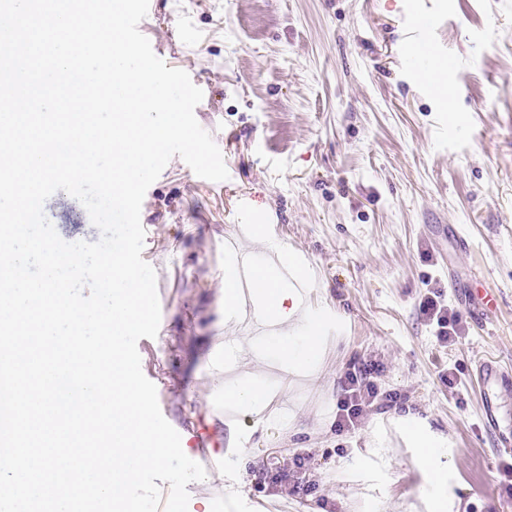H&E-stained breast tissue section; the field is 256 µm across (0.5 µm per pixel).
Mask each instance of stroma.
<instances>
[{
  "label": "stroma",
  "instance_id": "35a3bbf8",
  "mask_svg": "<svg viewBox=\"0 0 512 512\" xmlns=\"http://www.w3.org/2000/svg\"><path fill=\"white\" fill-rule=\"evenodd\" d=\"M139 30L202 90L195 117L229 172L209 181L173 157L141 207L161 308L157 337L137 343L142 371L189 458L232 460L214 493L188 485V512L277 499L301 512H434L409 418L444 442L447 512H512L501 474L512 455L484 430L473 375L488 358L512 368V0H150ZM437 58L454 67L452 89L422 77ZM44 213L64 241L100 238L66 192ZM252 224L307 273L317 375L275 363L259 337L216 342L235 263L224 241H245ZM476 273L499 294L486 319L462 302ZM433 288L457 317L445 344L419 311ZM367 360L399 399L337 432L341 376ZM217 365L228 383L262 368L280 418L225 408Z\"/></svg>",
  "mask_w": 512,
  "mask_h": 512
}]
</instances>
